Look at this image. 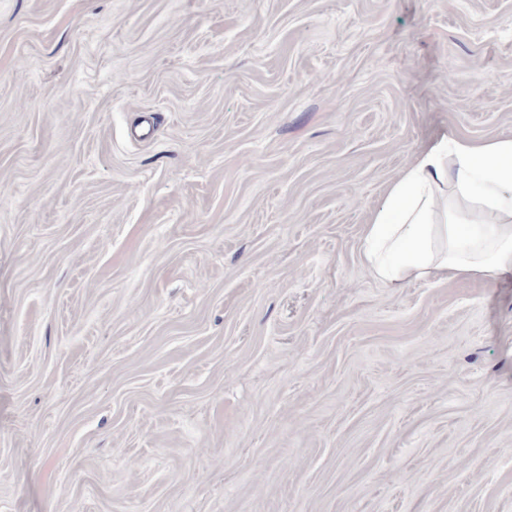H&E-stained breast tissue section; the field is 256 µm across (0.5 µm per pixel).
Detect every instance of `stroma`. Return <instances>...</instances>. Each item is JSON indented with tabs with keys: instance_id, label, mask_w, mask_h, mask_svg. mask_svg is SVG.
I'll return each mask as SVG.
<instances>
[{
	"instance_id": "obj_1",
	"label": "stroma",
	"mask_w": 512,
	"mask_h": 512,
	"mask_svg": "<svg viewBox=\"0 0 512 512\" xmlns=\"http://www.w3.org/2000/svg\"><path fill=\"white\" fill-rule=\"evenodd\" d=\"M512 137V0H0V512H512V281L364 231Z\"/></svg>"
}]
</instances>
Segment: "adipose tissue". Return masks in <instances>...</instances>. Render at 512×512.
<instances>
[{
    "label": "adipose tissue",
    "instance_id": "obj_1",
    "mask_svg": "<svg viewBox=\"0 0 512 512\" xmlns=\"http://www.w3.org/2000/svg\"><path fill=\"white\" fill-rule=\"evenodd\" d=\"M381 281L512 276V138L441 134L388 190L366 226Z\"/></svg>",
    "mask_w": 512,
    "mask_h": 512
}]
</instances>
